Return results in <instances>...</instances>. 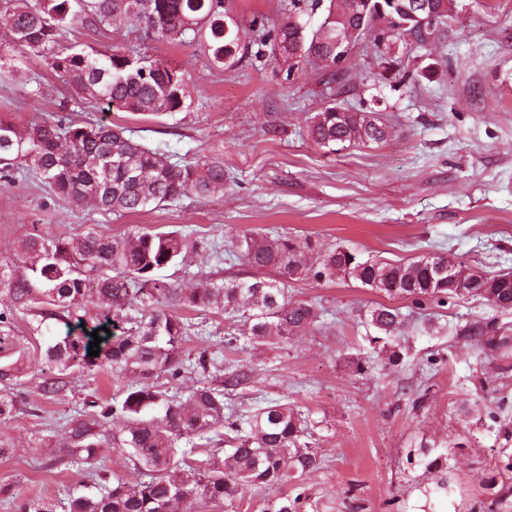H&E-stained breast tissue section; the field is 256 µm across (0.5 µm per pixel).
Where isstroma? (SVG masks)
Returning <instances> with one entry per match:
<instances>
[{
  "label": "stroma",
  "instance_id": "obj_1",
  "mask_svg": "<svg viewBox=\"0 0 512 512\" xmlns=\"http://www.w3.org/2000/svg\"><path fill=\"white\" fill-rule=\"evenodd\" d=\"M287 2L225 6L237 20L258 17L271 30L287 19ZM74 44L135 49L188 71L183 111L115 108L101 118L184 162L220 159L227 188L118 216L76 206L22 173L0 180V256H11L33 231L74 238L138 226L178 230L195 242L189 271L161 272L181 288L191 287L194 272L219 281L253 276L242 262L216 261L207 248L251 231L271 239L308 235L392 264L436 254L487 273L512 271V0H458L441 39L426 50L401 42L402 63L391 72L377 49L356 42L348 73L336 81L320 67L291 69L271 57L218 67L196 45L122 27L73 25L60 45ZM335 101L381 112L393 128L390 140L335 152L313 143L309 121ZM83 114L44 58H21L14 75L0 79L2 121L22 126ZM289 297L322 308V325L238 351L250 381L231 398L242 411L285 398L308 414L322 465L305 479L304 512H512L505 468L512 458V350L476 344L462 332L491 319L512 335V310L492 311L475 297L418 308L340 277L292 281ZM385 301L408 316L398 365L366 340L365 314ZM358 360L368 362V373L355 372ZM119 387L104 373L56 398L29 385L24 413L0 427L16 448L0 459V512H9L5 500L13 495L63 501L81 481V467L42 468L27 447L49 425L76 416L89 391L107 398ZM427 445L443 449L447 490H433L424 471Z\"/></svg>",
  "mask_w": 512,
  "mask_h": 512
}]
</instances>
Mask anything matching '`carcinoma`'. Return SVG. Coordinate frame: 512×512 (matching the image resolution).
Listing matches in <instances>:
<instances>
[{
  "label": "carcinoma",
  "mask_w": 512,
  "mask_h": 512,
  "mask_svg": "<svg viewBox=\"0 0 512 512\" xmlns=\"http://www.w3.org/2000/svg\"><path fill=\"white\" fill-rule=\"evenodd\" d=\"M319 6L320 0H289L288 20L273 38L261 36L254 51L240 22H231L224 32V0H80L77 11L72 0H15L0 14V26L11 33L10 42H0V73L18 57L48 55L51 68L87 111L115 106L126 112L172 114L184 108L186 72L121 49L57 51L62 32L78 21L94 29L123 25L160 42H196L217 66L224 65L227 55L232 65L250 56L258 60L269 41L280 53L300 42L297 64L342 73L328 60L336 32L321 25L306 35L295 25ZM456 13L457 0H446L434 27L422 31L418 21H411L418 47H426V33L439 39ZM403 38L405 31L392 21L383 30L369 22L354 41L387 48ZM390 134L379 112H337L333 106L316 113L308 125L309 138L331 151L380 144ZM19 162L75 204L122 215L189 194L203 198L222 193L228 180L218 159L183 164L175 154L148 148L127 128L102 121L44 118L21 128L1 121L0 179L11 178ZM231 245L228 253L274 276L219 283L196 274L195 287L185 292L159 272L185 264L186 237L146 229L122 236L93 232L70 240L36 232L18 241L13 256L0 259L1 426L26 404L24 389L36 360L53 373L38 385L44 395L75 390L76 374L93 378L107 372L125 381L110 400L94 393L85 398L80 416L61 439L51 429L32 446L47 469L85 465L67 512H197L200 502L233 508L249 487L279 488L291 481L294 492L267 501L261 512H300L302 480L322 463L308 441L309 417L281 399L261 402L245 414L229 407L226 392L245 384L247 372L230 359L222 384L213 385L210 373L221 368L205 350L184 367L181 351L191 340L194 323L169 312L171 308L189 309L204 320L213 311L239 319V327L224 331V346L233 354L243 341L284 343L320 322L315 305L288 299L287 281L301 274L331 281L341 273L415 302L472 296L494 311L512 309V272L485 274L442 255L393 265L364 260L343 247L321 250L308 237L271 240L254 233L237 236ZM440 266L456 268L465 285L440 277ZM20 309L31 315L29 333L23 336L16 327ZM404 323L398 307L380 303L369 310L367 324L374 334L367 341L391 363L402 359L395 338ZM96 330L103 341L99 355L91 357ZM494 332L491 322H474L465 329L486 346L506 345L507 337ZM188 369L200 379L185 395L158 382L163 375L177 380ZM105 447L121 449L134 478L114 475L101 464ZM8 508L57 512L56 503L43 497L14 496Z\"/></svg>",
  "instance_id": "obj_1"
}]
</instances>
